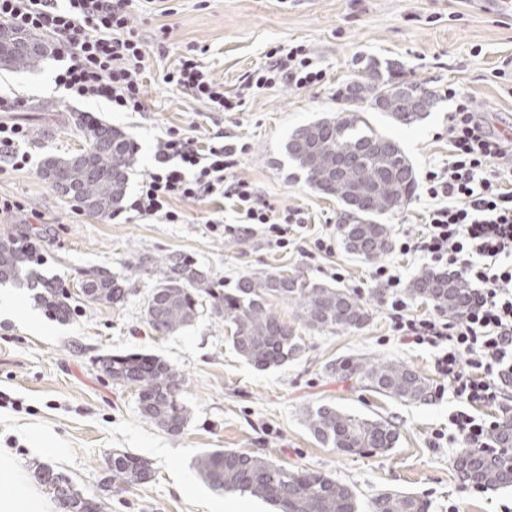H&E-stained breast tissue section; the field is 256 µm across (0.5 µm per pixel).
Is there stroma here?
Wrapping results in <instances>:
<instances>
[{
	"mask_svg": "<svg viewBox=\"0 0 512 512\" xmlns=\"http://www.w3.org/2000/svg\"><path fill=\"white\" fill-rule=\"evenodd\" d=\"M132 25L146 51L147 111L116 112L105 101L71 97L55 83L63 66L55 56L32 71L0 69V121L26 127L23 148L31 157L29 168L15 170L0 155V197L18 203L0 213V236L37 233L45 249L32 276L10 288L42 312V283L51 279L75 309L66 322L43 316L40 334L21 319H0V449L12 454L40 495L50 494L39 480L48 467L99 502L100 512H274L261 500L213 489L200 478L197 456L218 448L330 475L350 486L360 512H372L373 500L387 490L423 500L428 512H512V486L474 488L450 465L462 446L448 437L457 403L434 371L437 348L401 344L391 330L385 289L373 277L376 265L396 266L408 286L425 262L395 249L380 262H366L340 245L330 254H311L313 240L338 224L340 206L313 190L293 164L272 163L294 128L338 114L341 91L371 59L400 64L401 80L429 88L438 100L409 126L381 112L368 115L377 131L400 144L417 176L448 165V114L454 109L449 88L471 97L495 130L512 131V17L483 14L470 0H135ZM278 45L305 47L323 69V81L254 90L238 111L221 112L163 80L193 48L212 78L232 93ZM87 112L136 145L127 195L152 169L155 144L168 130L201 140L219 131L250 145L237 174L280 206L303 210L306 227L280 249L259 233L212 230L210 219L234 225L238 218L228 209L214 212L205 200L174 202L177 224L160 217L117 224L86 213L54 191L40 167L46 156L64 157L83 146L80 125ZM424 196L423 185H416L404 208L381 216L392 241L423 230ZM170 257L189 258L225 289L250 273L300 272L354 292L371 319L360 329H302L304 346L296 359L258 370L235 352L209 297H202L190 325L173 335L150 329L146 308L158 280L153 263ZM96 271L124 281V302L84 301L78 283ZM137 352L158 356L182 376L188 422L181 433L145 420L135 390L103 372L102 357ZM357 357L407 365L429 378V398L401 402L337 382L327 370ZM322 404L387 420L399 435L395 447L362 457L322 447L305 423L306 409ZM46 445L57 455L42 454ZM115 451L146 460L152 478L123 490L113 486L108 459Z\"/></svg>",
	"mask_w": 512,
	"mask_h": 512,
	"instance_id": "35a3bbf8",
	"label": "stroma"
}]
</instances>
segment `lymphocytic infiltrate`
I'll return each mask as SVG.
<instances>
[{
	"mask_svg": "<svg viewBox=\"0 0 512 512\" xmlns=\"http://www.w3.org/2000/svg\"><path fill=\"white\" fill-rule=\"evenodd\" d=\"M67 2L62 9L58 0H0V23L52 36L65 61L56 82L70 94L105 100L116 112L146 111L145 51L131 24L132 0ZM267 58L264 69L246 78V88L283 82L300 89L324 78L302 46L273 47ZM165 81L223 112L242 104L240 94H226L192 53L179 58ZM448 97L456 102L448 116V165L426 171V227L400 242L399 251L471 283L466 313L455 322L438 313L409 317L399 271L382 264L374 277L386 290L396 335L439 348L434 368L463 405L449 417L455 439L467 448L494 451L495 424L475 409L500 405L512 394V142L490 128L472 100L453 88ZM247 150L221 132L202 147L180 131H168L156 144L154 169L143 176L137 196L113 211V219L161 217L174 224L180 216L169 207L173 200L219 198L241 223L261 226L269 242L287 247L292 229L306 218L235 175L237 157Z\"/></svg>",
	"mask_w": 512,
	"mask_h": 512,
	"instance_id": "1",
	"label": "lymphocytic infiltrate"
}]
</instances>
